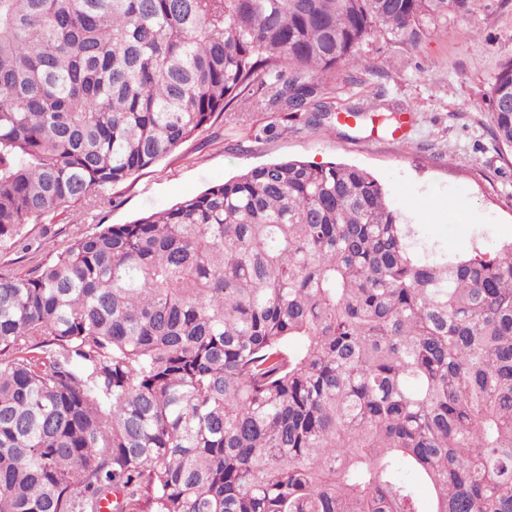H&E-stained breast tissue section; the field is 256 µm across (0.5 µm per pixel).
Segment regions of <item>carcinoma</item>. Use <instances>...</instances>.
I'll return each mask as SVG.
<instances>
[{
	"instance_id": "1",
	"label": "carcinoma",
	"mask_w": 512,
	"mask_h": 512,
	"mask_svg": "<svg viewBox=\"0 0 512 512\" xmlns=\"http://www.w3.org/2000/svg\"><path fill=\"white\" fill-rule=\"evenodd\" d=\"M469 0H0V246ZM512 149V60L491 89ZM41 354L27 357L26 349ZM512 512V239L288 159L0 274V512Z\"/></svg>"
}]
</instances>
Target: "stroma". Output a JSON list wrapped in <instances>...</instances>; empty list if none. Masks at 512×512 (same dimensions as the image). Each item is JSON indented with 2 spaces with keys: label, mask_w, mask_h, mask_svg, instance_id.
<instances>
[{
  "label": "stroma",
  "mask_w": 512,
  "mask_h": 512,
  "mask_svg": "<svg viewBox=\"0 0 512 512\" xmlns=\"http://www.w3.org/2000/svg\"><path fill=\"white\" fill-rule=\"evenodd\" d=\"M512 59V0H470L461 17L418 46L373 41L323 96L362 110L359 124L326 131L279 112L245 108L115 188L110 203L34 224L29 252L0 247V274L28 277L57 247L101 224L164 210L236 174L276 160L353 164L372 172L426 237L448 251L493 249L512 237V150L492 132L490 90ZM281 135L257 140L268 124Z\"/></svg>",
  "instance_id": "stroma-1"
}]
</instances>
